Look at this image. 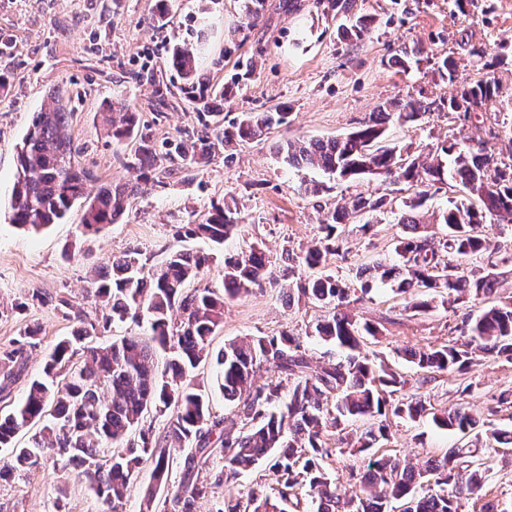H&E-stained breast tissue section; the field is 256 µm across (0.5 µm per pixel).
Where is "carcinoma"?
I'll return each mask as SVG.
<instances>
[{"label": "carcinoma", "mask_w": 512, "mask_h": 512, "mask_svg": "<svg viewBox=\"0 0 512 512\" xmlns=\"http://www.w3.org/2000/svg\"><path fill=\"white\" fill-rule=\"evenodd\" d=\"M175 0H157L149 23L164 26ZM344 37L362 39L369 19L358 16L338 27ZM206 31L196 32V41L174 46L167 65L175 71L185 106L197 113L192 132L157 142L150 128L122 99L107 104L104 121L112 141L135 142L127 166L144 179L166 167L191 173L217 154L233 159V149L266 137L288 125L284 105L261 112H242L229 124L216 120L214 102L230 89L203 77L198 47ZM441 76L459 84L457 94L446 103L448 111L467 119L471 113L493 104L496 84L492 79L469 81L458 76L454 60L444 58ZM48 106L32 113L28 129L17 145L18 171L11 194L12 223L24 230H39L60 222L77 200H85L84 232L97 234L108 224L120 223L129 210L137 187L129 183H106L94 196L86 194L95 174L73 162L70 126L71 96L63 88L49 91ZM430 111L428 103L411 96L391 101L345 136L326 139L287 140L278 154L289 167L315 169L328 179L360 181L384 178L393 184L420 188L412 198L397 199L358 193L329 210L322 220L324 236L302 254L285 253L284 290L288 299L306 298L319 307L332 309L319 320L314 333L327 344L345 351L339 359L311 365L290 334L257 336L230 341L217 353L211 351L212 336L224 323V303L260 286L267 260L262 244L224 255L222 288H193L209 268L213 256L174 249L157 269L146 266L141 251L130 248L112 257L101 269L91 292L106 311L102 320L78 317L71 336L60 339L48 354L41 377L31 381L23 401L0 415V481H13L37 470L47 452H52L69 477L85 484L103 506L116 512L137 481L140 465H153L154 484L144 493L142 512H195L196 500L208 493L199 474L216 461L223 465L214 473V484L237 480L261 460L274 456L276 487L273 495L254 490L224 501L217 512H285V506L301 508L300 491L309 489L310 512H393L394 504L407 503V512H461L464 499L474 495L482 501L480 512H508L493 500H481L490 467L478 448L466 445L448 449L441 457L427 460L416 469L391 456L378 455L377 448L389 439L387 418L412 421L428 408L422 400L402 394L407 385L383 359L364 353L367 338L379 340L375 324L360 321L348 306L368 295L377 282L390 283L395 291L412 297L411 309L432 308L426 297L440 293L442 300L480 304L464 314L455 327L464 341L454 339L437 346L407 347L405 358L418 370L429 373H467L479 356L512 363V299L496 296L498 273H464L445 255L481 260L494 254V245L483 234L487 220L500 230L512 231V164L508 170L488 153L483 141L453 139L436 147L427 159L388 140V124L412 125ZM447 188L448 206L436 216L443 226L442 243L425 233L416 211L431 191ZM397 216L407 234L396 241L398 264L377 261L356 269L354 278L330 274L313 275L333 258L344 256L346 239L340 225L350 218L369 230L378 215ZM241 210L235 197L212 206L197 224H181L176 235L206 239L215 245L238 233ZM131 322L142 329L110 343L98 341L99 328L115 322ZM39 346V331L26 328L11 345L0 351V397L27 368L29 352ZM170 352L162 373L155 371L157 350ZM214 359L217 384L224 401L237 408L242 427L233 433L224 427V417L212 411L209 389L197 381L195 369ZM167 417L161 437L145 426L150 415ZM366 420V426L338 442L354 455L369 457L363 475L342 492L323 467L336 449L324 439L331 428L343 432L349 423ZM433 422L466 436L485 438V447L512 454V431L495 427L480 430V419L462 408L432 413ZM32 429L28 442L19 446L20 431ZM180 456L182 477L167 502L158 498L169 481L174 456Z\"/></svg>", "instance_id": "cac0c4a2"}]
</instances>
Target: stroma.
Masks as SVG:
<instances>
[{"mask_svg":"<svg viewBox=\"0 0 512 512\" xmlns=\"http://www.w3.org/2000/svg\"><path fill=\"white\" fill-rule=\"evenodd\" d=\"M350 11L368 16L371 28L361 40L336 35L339 16L321 0H265L257 23H248L241 0H177L168 23L147 24L153 0H0V56L6 86L0 90V347L9 345L25 328L41 329V343L31 353L27 370L14 384L0 412L19 403L31 378L37 377L48 349L69 335L72 322L42 295H60L90 316L101 309L88 296L90 281L112 256L140 249L149 264H160L179 243V224L200 221L212 204L234 195L243 217L240 233L226 241L224 253H236L262 242L269 260L261 287L226 301L224 324L211 343L252 336H297L310 363L336 357L335 348L312 334L325 309L308 302H286L279 286L282 251L302 252L321 236L325 208L359 192H392L379 180L329 182L326 192L305 195L304 186L318 179L313 170L289 168L275 154L278 142L326 138L350 132L383 103L412 95L432 102L434 109L413 126L390 123L389 136L414 153H425L443 140L472 136L482 139L501 160L512 128V0H349ZM210 29L208 43L198 54L203 75L231 87L222 106L225 120L286 104L288 126L269 138L241 147L233 162L216 156L192 173H157L138 181L126 166L130 144L105 136L104 104L115 97L141 112L156 139L193 129L195 112L179 106L158 112L149 73L165 82L176 75L165 68L173 45L191 40L200 23ZM412 51L409 69L393 62L400 50ZM456 60L460 76L495 79L498 96L482 112L461 121L442 108L456 92L436 67ZM221 66H214V59ZM62 86L73 96L72 141L78 164L101 181L137 183L125 219L96 235L85 234L82 210L37 232H25L10 222L11 190L16 175L15 146L21 142L32 112L47 102L50 89ZM348 254L332 259L326 271L352 278L358 266L376 260L396 261L395 242L404 233L393 216H385L375 231H360L355 221L343 226ZM360 320L383 332L373 350L408 379L406 394L421 398L431 413L464 403L474 413L490 416L495 427L512 430V407L495 406L499 391L512 388V364L484 358L467 374L443 373L424 378L403 357L407 347L441 344L454 336L457 315L438 304L425 313L411 311L403 295L377 285L368 299L351 304ZM470 385L459 394V385ZM390 438L383 453L421 466L455 445L458 434L434 426L430 416L417 421L390 417ZM275 483L272 460H264L236 482L213 487L198 499L196 512H217L225 499L248 490L269 492ZM0 502L11 512H101V504L82 483L68 478L54 458H47L29 476L0 484Z\"/></svg>","mask_w":512,"mask_h":512,"instance_id":"35a3bbf8","label":"stroma"}]
</instances>
